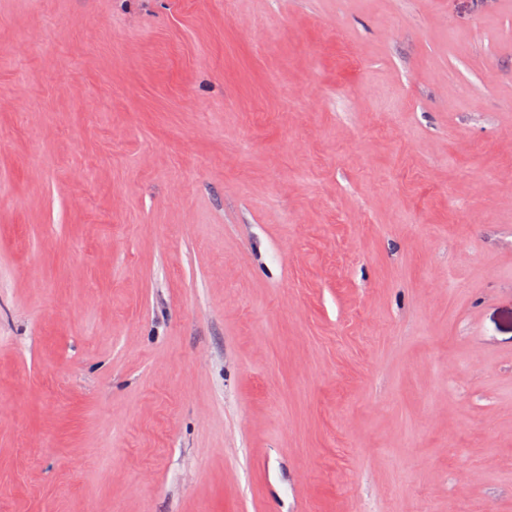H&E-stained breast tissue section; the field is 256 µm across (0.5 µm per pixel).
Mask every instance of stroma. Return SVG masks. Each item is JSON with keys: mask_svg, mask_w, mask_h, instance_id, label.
<instances>
[{"mask_svg": "<svg viewBox=\"0 0 512 512\" xmlns=\"http://www.w3.org/2000/svg\"><path fill=\"white\" fill-rule=\"evenodd\" d=\"M463 501L512 512V0H0V512Z\"/></svg>", "mask_w": 512, "mask_h": 512, "instance_id": "stroma-1", "label": "stroma"}]
</instances>
